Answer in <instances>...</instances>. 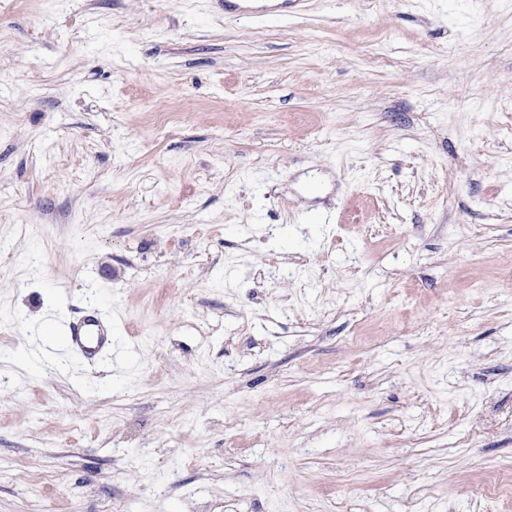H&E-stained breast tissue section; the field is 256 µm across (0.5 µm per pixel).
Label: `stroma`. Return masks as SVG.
Wrapping results in <instances>:
<instances>
[{"instance_id": "1", "label": "stroma", "mask_w": 512, "mask_h": 512, "mask_svg": "<svg viewBox=\"0 0 512 512\" xmlns=\"http://www.w3.org/2000/svg\"><path fill=\"white\" fill-rule=\"evenodd\" d=\"M250 2L0 0V512H512V0ZM66 342L69 349L86 359H93L104 350H112V335L100 318L85 315L68 323Z\"/></svg>"}]
</instances>
